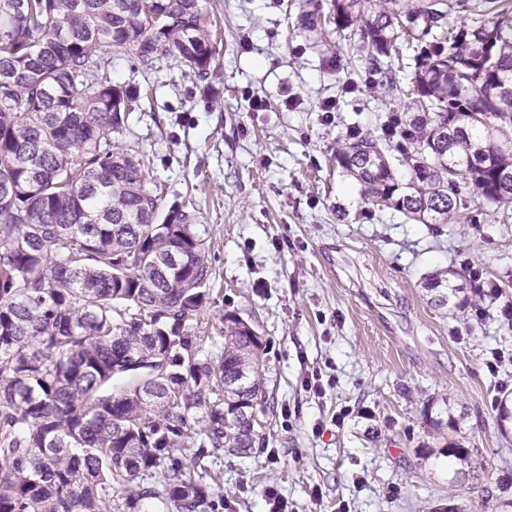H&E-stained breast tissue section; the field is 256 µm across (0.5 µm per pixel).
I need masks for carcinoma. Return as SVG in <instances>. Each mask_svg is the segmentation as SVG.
Returning <instances> with one entry per match:
<instances>
[{
    "label": "carcinoma",
    "instance_id": "1",
    "mask_svg": "<svg viewBox=\"0 0 512 512\" xmlns=\"http://www.w3.org/2000/svg\"><path fill=\"white\" fill-rule=\"evenodd\" d=\"M465 0H331L407 112L351 127L336 167L367 201L420 224L470 221L464 196L512 205V11L471 27ZM0 512H218L211 457L255 440L224 410L266 398L263 342L223 317L193 332L211 271L193 216L148 181L146 155L112 139L141 89L112 84L124 57L173 56L206 81L199 0H0ZM410 53L411 81L393 60ZM455 271L424 278L439 307L469 303ZM236 388L224 393V379ZM194 449L190 463L179 453ZM477 448L447 439L467 464Z\"/></svg>",
    "mask_w": 512,
    "mask_h": 512
}]
</instances>
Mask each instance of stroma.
I'll list each match as a JSON object with an SVG mask.
<instances>
[{
  "mask_svg": "<svg viewBox=\"0 0 512 512\" xmlns=\"http://www.w3.org/2000/svg\"><path fill=\"white\" fill-rule=\"evenodd\" d=\"M202 4L224 30L208 82L167 57L151 71L119 58L108 74L149 88L118 140L148 154L162 211L193 214L205 240L213 291L199 335L217 350L232 314L265 345L264 444L216 458L223 512H268L269 487L288 512H512V423L497 410L512 361L485 365L492 350L512 354L498 312L512 301V209L448 226L365 204L336 148L350 126L379 134L406 105L351 70L345 37L330 47L303 28L330 0ZM442 268L460 274L469 306L431 304L423 279ZM475 270L499 299L474 293ZM315 371L321 388L306 389ZM447 413L479 450L459 476L430 426Z\"/></svg>",
  "mask_w": 512,
  "mask_h": 512,
  "instance_id": "obj_1",
  "label": "stroma"
}]
</instances>
